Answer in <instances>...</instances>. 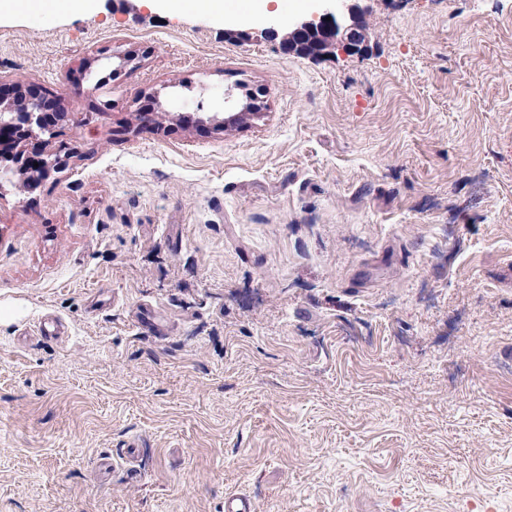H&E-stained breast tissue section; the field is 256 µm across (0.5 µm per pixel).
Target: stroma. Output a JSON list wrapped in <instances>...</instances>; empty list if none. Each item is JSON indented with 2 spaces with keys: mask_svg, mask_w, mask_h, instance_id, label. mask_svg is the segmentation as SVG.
Returning <instances> with one entry per match:
<instances>
[{
  "mask_svg": "<svg viewBox=\"0 0 512 512\" xmlns=\"http://www.w3.org/2000/svg\"><path fill=\"white\" fill-rule=\"evenodd\" d=\"M315 11L0 18L70 156L0 184V512H512V0H372L368 52L283 53ZM238 83L261 114L195 121Z\"/></svg>",
  "mask_w": 512,
  "mask_h": 512,
  "instance_id": "stroma-1",
  "label": "stroma"
}]
</instances>
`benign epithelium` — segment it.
Segmentation results:
<instances>
[{
  "label": "benign epithelium",
  "instance_id": "obj_1",
  "mask_svg": "<svg viewBox=\"0 0 512 512\" xmlns=\"http://www.w3.org/2000/svg\"><path fill=\"white\" fill-rule=\"evenodd\" d=\"M322 13L319 16L300 19L294 23L282 41V48L288 53L310 56L329 55L335 52L363 53L368 48L369 7L361 5L362 0H320ZM15 94H5L0 81V155L10 158L13 166L3 173L18 178L25 190L36 188L42 181L60 172L66 160L56 156L50 160L38 151L21 153L17 147L25 142L41 139L43 132L51 130L52 122L46 117V110L53 102L46 91L33 87L28 94L22 93L27 83L15 80L10 83ZM258 101L240 106L220 119L216 115L199 114L196 121L212 123L218 129L238 124L251 116L260 114Z\"/></svg>",
  "mask_w": 512,
  "mask_h": 512
}]
</instances>
